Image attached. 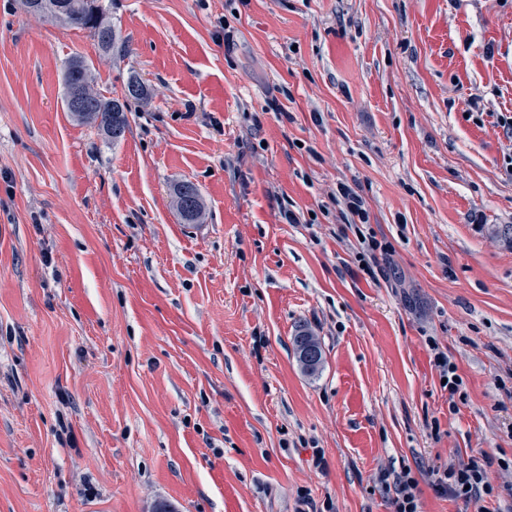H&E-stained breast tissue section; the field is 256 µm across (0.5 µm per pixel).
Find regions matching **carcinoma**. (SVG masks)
Here are the masks:
<instances>
[{"mask_svg":"<svg viewBox=\"0 0 512 512\" xmlns=\"http://www.w3.org/2000/svg\"><path fill=\"white\" fill-rule=\"evenodd\" d=\"M23 2L27 11L39 20L89 31L103 57H112L124 51L108 8L101 0H43L40 8L32 7L31 0ZM64 85L67 111L76 120L97 127L114 143L124 137L128 128L126 112L129 111V101L146 95L145 85L136 76L128 78L124 86V98L121 100L97 92L93 87L90 64L80 56L69 60L64 72ZM174 199L184 223H201L204 205L194 183L183 181L177 184L174 187Z\"/></svg>","mask_w":512,"mask_h":512,"instance_id":"obj_1","label":"carcinoma"}]
</instances>
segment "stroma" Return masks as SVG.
<instances>
[{
  "instance_id": "obj_1",
  "label": "stroma",
  "mask_w": 512,
  "mask_h": 512,
  "mask_svg": "<svg viewBox=\"0 0 512 512\" xmlns=\"http://www.w3.org/2000/svg\"><path fill=\"white\" fill-rule=\"evenodd\" d=\"M110 16L106 59L0 0V512H394L405 468L422 512H467L429 471L480 451L512 512V0ZM75 55L105 96L144 82L119 143L66 111ZM343 184L392 246L372 277ZM174 199L181 220L186 224H199L204 216V205L197 186L183 181L174 187ZM430 350L433 352V362L439 371L440 380L446 378V383H442L443 387H448L449 395H455L463 384L462 379L456 373V366L448 359V355L440 350L435 341L429 340Z\"/></svg>"
}]
</instances>
